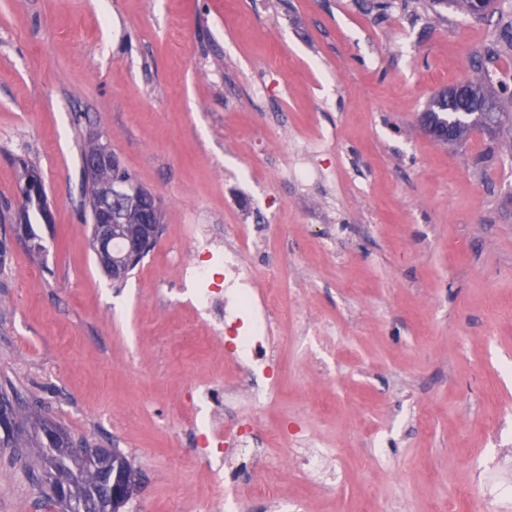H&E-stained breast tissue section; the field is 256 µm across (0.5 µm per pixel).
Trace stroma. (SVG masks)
<instances>
[{"mask_svg": "<svg viewBox=\"0 0 512 512\" xmlns=\"http://www.w3.org/2000/svg\"><path fill=\"white\" fill-rule=\"evenodd\" d=\"M0 0V236L19 160L43 178L48 251L12 242L0 271V375L70 441L119 448L140 476L120 512H185L209 462L189 380L235 376L187 305L176 254L200 226L253 225L255 285L278 270L279 392L225 409L259 441L299 426L337 480L288 475L238 512H442L479 466L512 487V129L462 145L418 116L474 74L512 87L498 44L512 0L477 20L426 0ZM107 137L162 205L160 236L112 283L90 241L82 153ZM323 361L314 373L312 357ZM0 512H57L0 451Z\"/></svg>", "mask_w": 512, "mask_h": 512, "instance_id": "1", "label": "stroma"}]
</instances>
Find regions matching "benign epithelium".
I'll list each match as a JSON object with an SVG mask.
<instances>
[{
    "instance_id": "1",
    "label": "benign epithelium",
    "mask_w": 512,
    "mask_h": 512,
    "mask_svg": "<svg viewBox=\"0 0 512 512\" xmlns=\"http://www.w3.org/2000/svg\"><path fill=\"white\" fill-rule=\"evenodd\" d=\"M448 102L464 103L462 112H471L479 106L475 91L463 80L444 90ZM120 165L117 154L110 142L99 143L85 158V169L96 175ZM20 194L42 204L40 182L31 174L23 175ZM162 210L159 198L140 184L117 182L111 184L102 195L100 213L95 221L98 258L102 268L112 274V282L120 283L126 276V262L130 254L155 245L161 224ZM126 224L138 225L134 236H125L122 229ZM73 470L80 471L93 461L94 449L83 444H69L66 449ZM139 476L115 467L112 476L104 480L94 496L97 512H116L137 491Z\"/></svg>"
}]
</instances>
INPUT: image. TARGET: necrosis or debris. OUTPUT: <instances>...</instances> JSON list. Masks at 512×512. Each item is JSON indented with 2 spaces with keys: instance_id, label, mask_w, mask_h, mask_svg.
Returning a JSON list of instances; mask_svg holds the SVG:
<instances>
[{
  "instance_id": "4bbe7bcc",
  "label": "necrosis or debris",
  "mask_w": 512,
  "mask_h": 512,
  "mask_svg": "<svg viewBox=\"0 0 512 512\" xmlns=\"http://www.w3.org/2000/svg\"><path fill=\"white\" fill-rule=\"evenodd\" d=\"M252 241L251 225H237L235 237L224 243V282L220 285L211 282L209 270L198 258L186 255L178 258L185 281L195 286L191 304L206 330L197 339L200 346H210L234 331L239 315L250 317L248 333L237 337L231 352L234 360L243 364L237 380L222 387L213 380L197 383L190 393L191 402L206 406L221 401L228 405L245 393L261 403L276 395L277 382L272 374L276 350L270 346L269 339L273 319L286 317L288 308L277 298L276 282H269L264 291L255 289L249 261ZM222 423L219 414H211L204 434L209 453L220 460L247 447L253 463L269 473L284 476L293 472L321 473L329 458L328 452L318 445L304 450L293 447L271 457L265 449L251 447L253 421H241L227 431Z\"/></svg>"
}]
</instances>
